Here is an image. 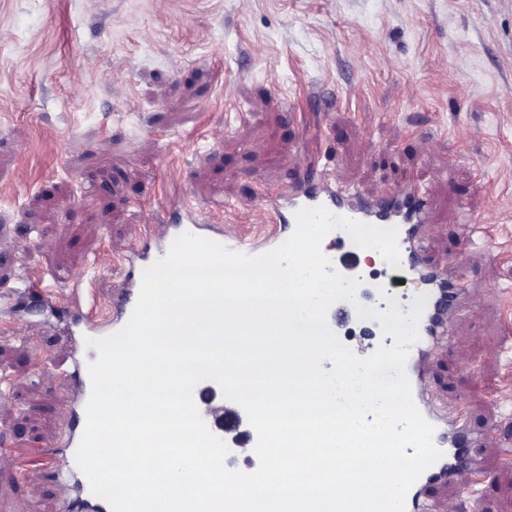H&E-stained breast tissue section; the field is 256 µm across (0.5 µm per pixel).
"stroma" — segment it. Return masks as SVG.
<instances>
[{
    "instance_id": "obj_1",
    "label": "stroma",
    "mask_w": 512,
    "mask_h": 512,
    "mask_svg": "<svg viewBox=\"0 0 512 512\" xmlns=\"http://www.w3.org/2000/svg\"><path fill=\"white\" fill-rule=\"evenodd\" d=\"M334 100L317 111L310 88ZM336 181L377 194L414 179L434 259L471 227L472 306L429 386L467 398L493 480L483 512H512V0H0V443L59 431L65 299L94 288L107 312L114 259L144 214L167 224L170 184L226 237L276 248L256 194L295 177L304 126ZM60 490L0 465V512H56Z\"/></svg>"
}]
</instances>
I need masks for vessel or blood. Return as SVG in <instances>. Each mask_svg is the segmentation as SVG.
I'll list each match as a JSON object with an SVG mask.
<instances>
[{"instance_id": "obj_1", "label": "vessel or blood", "mask_w": 512, "mask_h": 512, "mask_svg": "<svg viewBox=\"0 0 512 512\" xmlns=\"http://www.w3.org/2000/svg\"><path fill=\"white\" fill-rule=\"evenodd\" d=\"M277 196L287 202L288 208L268 211V218L276 224H295V215L299 210L322 206L338 217L395 230L400 268L386 270L381 279L358 287L356 303L369 302L379 310H387L388 304L383 301L380 290L391 287L396 280L416 288L419 294L426 297L418 323L419 338L410 347L406 372L413 401L433 425V442L441 456L410 489L405 512H427L428 506L421 499L420 490L431 482L456 487L462 512H481L476 486L483 480L484 473L474 459L475 440L467 433L466 407L456 403L449 405L447 411H439L425 389V366L432 353L452 336L456 314L468 296L458 257L445 258L436 265L429 259L427 242L432 222L429 201L411 185L375 198L357 195L342 185L332 183L319 157L309 159L296 180L278 188ZM184 233L217 244L224 241L223 231L212 225L174 224L165 234L162 245L155 248L151 245L155 226L144 224L138 241L130 248L129 256L122 259V286L112 299V310L106 319L100 321L94 317L91 308L94 296H87L74 304L77 327L60 339L72 355L73 368L65 377L67 417L59 436L44 449L0 451V456L18 467L21 474H36L51 479L61 488L59 512H112L105 500L92 493L89 481L75 459L86 421L85 408L91 394L88 365L98 357L97 351L89 348L86 341L110 335L128 322L139 296L144 269L164 257L173 241ZM330 236L339 244L337 252L329 256L333 268L343 276L362 278L360 247L346 230H332Z\"/></svg>"}]
</instances>
